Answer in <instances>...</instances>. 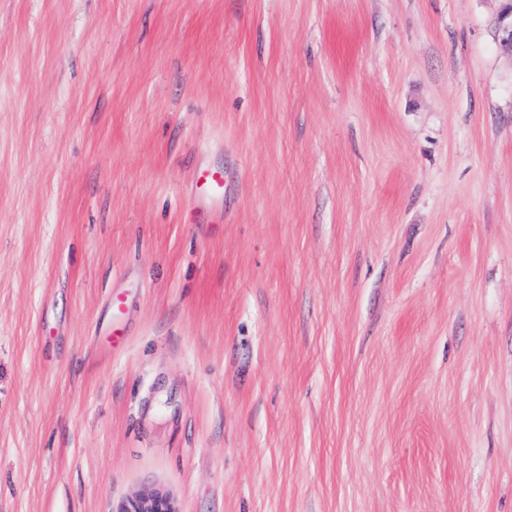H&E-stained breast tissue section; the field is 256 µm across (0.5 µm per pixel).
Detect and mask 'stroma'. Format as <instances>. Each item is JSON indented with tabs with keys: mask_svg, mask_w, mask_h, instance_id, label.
<instances>
[{
	"mask_svg": "<svg viewBox=\"0 0 512 512\" xmlns=\"http://www.w3.org/2000/svg\"><path fill=\"white\" fill-rule=\"evenodd\" d=\"M501 7L0 0V512H512ZM122 512H175L170 500L153 491L136 496Z\"/></svg>",
	"mask_w": 512,
	"mask_h": 512,
	"instance_id": "obj_1",
	"label": "stroma"
}]
</instances>
